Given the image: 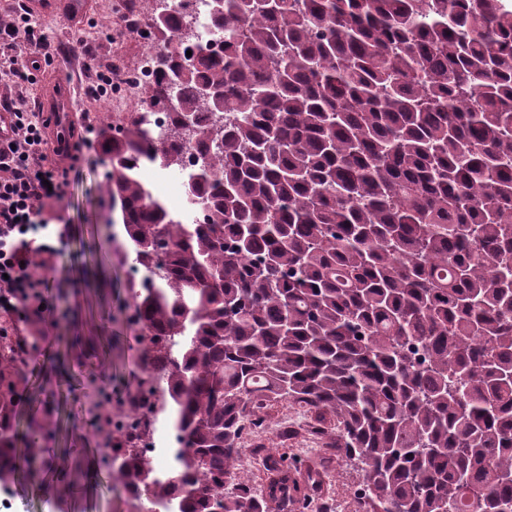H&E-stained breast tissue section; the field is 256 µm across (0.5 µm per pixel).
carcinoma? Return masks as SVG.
Returning a JSON list of instances; mask_svg holds the SVG:
<instances>
[{"mask_svg": "<svg viewBox=\"0 0 512 512\" xmlns=\"http://www.w3.org/2000/svg\"><path fill=\"white\" fill-rule=\"evenodd\" d=\"M224 58L174 46L192 16L154 0L170 48L143 100L164 137L100 131L119 248L142 274L127 319L145 341L128 410L173 421L171 465L141 456L120 409L93 416L99 470L143 512H296L274 460L238 471L243 431L290 400L336 421L367 512H512V10L501 0H223ZM217 96L205 102L202 88ZM190 119L194 131L183 130ZM201 168L185 224L142 181L144 154ZM26 310L30 348L43 323ZM0 322V488L39 476L52 424H14L26 393Z\"/></svg>", "mask_w": 512, "mask_h": 512, "instance_id": "obj_1", "label": "carcinoma"}]
</instances>
